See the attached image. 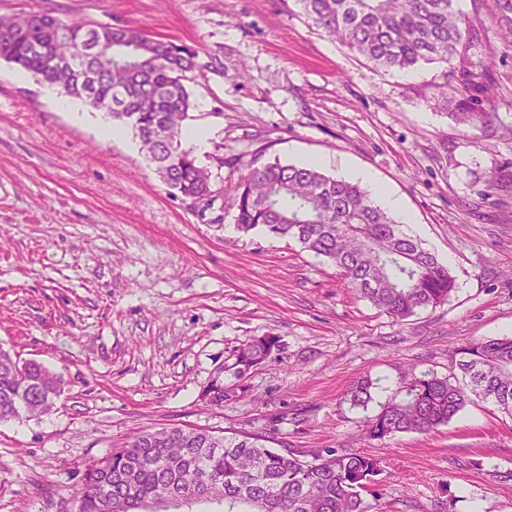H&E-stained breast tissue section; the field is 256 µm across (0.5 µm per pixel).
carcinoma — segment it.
<instances>
[{
  "label": "carcinoma",
  "instance_id": "cac0c4a2",
  "mask_svg": "<svg viewBox=\"0 0 512 512\" xmlns=\"http://www.w3.org/2000/svg\"><path fill=\"white\" fill-rule=\"evenodd\" d=\"M326 36L377 67L408 71L421 61H444L453 84L454 119L473 129L495 115L473 107V95L494 94L487 71L473 70L470 51L485 32L458 7L459 0H296ZM500 32L512 38V0H496ZM55 65H45L44 49ZM195 49L151 38L133 25L119 30L49 11L0 17V60L58 87L86 105L123 99L105 113L130 129L157 177L200 204H214L212 175L182 143L193 107L188 74L200 68ZM230 210L238 231L261 229L292 239L325 258L346 286L393 320L448 302L456 288L448 265L424 248L404 225L375 205L356 182L306 164L263 163L238 177ZM279 347L275 336H254L237 350L234 376L245 374ZM458 372L405 374L404 397L369 418L365 434L384 440L426 433L453 419L472 398L491 401L512 417V336L476 339L457 350ZM64 379L38 363L20 364L0 349V424L53 407ZM372 384L350 391L354 407H367ZM245 392L241 384L214 386L220 404ZM268 436L245 431L216 436L206 429L163 427L131 437L90 465L71 489L76 512H143L165 500L193 506L216 503L221 512H366L363 492L380 462L329 450L313 462L266 445Z\"/></svg>",
  "mask_w": 512,
  "mask_h": 512
}]
</instances>
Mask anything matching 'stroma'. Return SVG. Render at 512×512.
Returning <instances> with one entry per match:
<instances>
[{
    "label": "stroma",
    "instance_id": "1",
    "mask_svg": "<svg viewBox=\"0 0 512 512\" xmlns=\"http://www.w3.org/2000/svg\"><path fill=\"white\" fill-rule=\"evenodd\" d=\"M485 31L475 53L495 83L494 127L457 124L436 94L444 62L415 79L374 66L318 31L296 0H0V16L134 24L186 44L200 67L187 127L238 155L213 168L206 217L149 167L132 133L0 60V349L61 372L49 411L0 425V512H74L86 467L142 431L180 425L263 432L311 461L326 450L376 458L368 512H512V418L473 400L448 424L382 441L366 420L408 369L448 374L458 348L512 336V43L495 0H460ZM332 158L399 196L424 247L447 256V303L394 322L336 268L289 239L237 231L222 200L253 159ZM255 336L280 348L232 385L233 352ZM370 379L372 399H347Z\"/></svg>",
    "mask_w": 512,
    "mask_h": 512
}]
</instances>
